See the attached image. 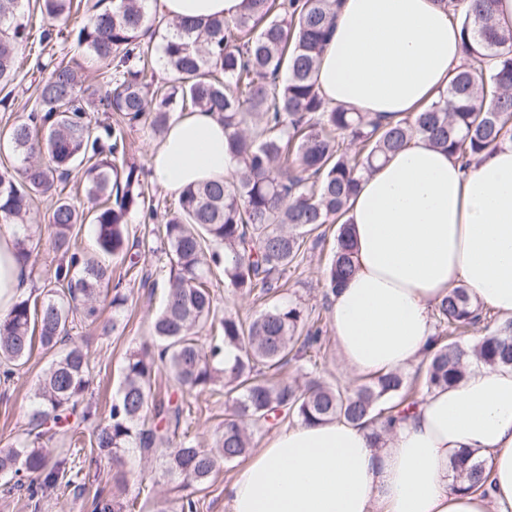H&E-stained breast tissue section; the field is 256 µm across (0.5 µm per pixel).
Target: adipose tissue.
Returning <instances> with one entry per match:
<instances>
[{
  "label": "adipose tissue",
  "instance_id": "ef3b65f1",
  "mask_svg": "<svg viewBox=\"0 0 512 512\" xmlns=\"http://www.w3.org/2000/svg\"><path fill=\"white\" fill-rule=\"evenodd\" d=\"M244 0H158L166 18H233ZM463 56L461 27L439 0H340L316 81L329 105L400 119L444 90ZM212 112L177 115L148 170L168 191L239 167ZM357 270L331 295L336 346L349 374L397 371L434 345V308L466 284L512 316V140L470 168L413 137L350 201ZM18 227L0 225V315L29 285ZM485 463L488 492L452 488L461 449ZM228 512H512V367L470 371L428 392L384 441L344 420L281 430L226 490Z\"/></svg>",
  "mask_w": 512,
  "mask_h": 512
}]
</instances>
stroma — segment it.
<instances>
[{
  "label": "stroma",
  "mask_w": 512,
  "mask_h": 512,
  "mask_svg": "<svg viewBox=\"0 0 512 512\" xmlns=\"http://www.w3.org/2000/svg\"><path fill=\"white\" fill-rule=\"evenodd\" d=\"M36 76L29 62H22L20 73L12 86V105L9 110H0V132L25 117L35 99ZM53 198H38L27 218L28 233L35 246L36 264L29 274L30 286H38L54 265L58 255L54 249L48 229ZM129 239L134 246L130 254L134 268H127L120 260L105 257L113 275L119 276L121 288L128 296V304L120 320H113L111 306H104L100 323L78 324L72 332L77 342L87 346L92 353L97 374L94 401L99 414H106L112 402V392L119 380L121 367L127 354L149 338L152 322L159 313L169 277L170 264L164 251L150 252L138 246L146 226L140 213H131L128 218ZM325 240L309 246L301 265L287 275V283L275 299H241L225 287L222 274H215L213 291L220 310L237 312L242 318H252L270 306L272 301L294 300L300 302L311 319L317 320L321 329V347L313 351L311 359L291 362L283 369L282 378L303 381L310 364H317L321 376L329 382L345 386L353 379L346 370L334 338L330 313V293L323 271L332 259L335 246V225L324 227ZM116 323V330L103 331V324ZM51 360L41 349H34L29 361L14 377L6 397L0 398V448L9 447L22 438L28 427L34 407V394L40 377ZM192 412L188 420L189 434L203 445L210 444L220 429L230 406L223 392H202L191 396ZM243 461L221 465L210 480L205 491L198 493V512H227L226 488L243 468ZM112 471L101 468L96 480L88 487L96 489L98 484H111ZM166 482L160 479L158 461L132 458L127 476L126 496L137 497L144 512H151L152 499L164 495ZM89 494L73 498L68 490L57 488L47 493L40 505H33L26 497L0 490V512H93Z\"/></svg>",
  "instance_id": "1"
}]
</instances>
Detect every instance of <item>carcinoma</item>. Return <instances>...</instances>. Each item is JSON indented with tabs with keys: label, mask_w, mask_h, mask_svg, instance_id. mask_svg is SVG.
<instances>
[{
	"label": "carcinoma",
	"mask_w": 512,
	"mask_h": 512,
	"mask_svg": "<svg viewBox=\"0 0 512 512\" xmlns=\"http://www.w3.org/2000/svg\"><path fill=\"white\" fill-rule=\"evenodd\" d=\"M148 0H97L83 22L70 26L66 0H43L50 27L40 31V50L70 28L77 49L104 68L105 93L86 83L77 62L39 61L36 106L15 123L7 145L17 160L0 171V223L24 224L34 201L56 193L75 170L95 202L85 214L57 198L49 218L60 254L43 279L41 292L19 296L0 316V384L11 382L35 344L52 355L35 393L25 437L0 448V478L30 499L60 485L74 497L87 491L90 469L112 464V494L100 488L94 512H133L123 497L131 456L159 458L162 476L177 482L178 494L153 503V512H197L188 488L205 489L223 463L247 456L250 429L291 417L301 423L344 419L373 426L412 400L413 384L392 372L353 387L308 372L304 385L280 378L291 361L305 358L319 341L307 327L308 314L292 300L278 302L250 320L220 312L208 286L211 268H221L236 295H274L280 281L303 261L305 238L326 224L336 229V249L325 270L329 290L355 270L346 215L359 179L403 148L415 135L469 167L491 146L512 140V30L494 27L495 0H443L463 34V60L439 99L396 121L368 112L329 106L315 72L333 26L339 0H244L234 19L171 22L162 36L165 76L157 74L153 44L144 40ZM19 0H0V87L18 77L19 55L31 37L18 19ZM119 115L113 123L91 124L97 110ZM201 109L224 120L228 151L240 168L235 179L185 188L163 224L171 256L165 304L152 334L128 354L108 416L99 420L87 406L90 454L76 465L52 447L54 435L74 440L69 426L96 378V365L72 340L75 322L99 318L102 293L112 291V325L127 306L121 289L109 288L112 269L75 249L73 228L90 221L95 251L127 257V217L140 212L158 219L147 196L142 169L127 157L126 130L142 121L164 135L172 114ZM23 266H34L30 236L15 243ZM436 348L429 352L426 390L445 389L465 378L470 358L487 367L512 366V320L487 329L474 344L461 342L487 319L464 285L452 288L435 309ZM208 329L203 345L196 329ZM227 349L235 351L224 361ZM166 371L183 393L202 392L217 381L232 405L211 447L180 429L190 402L156 398L152 384ZM453 469L466 478L463 490L486 488L482 462L459 451Z\"/></svg>",
	"instance_id": "obj_1"
}]
</instances>
